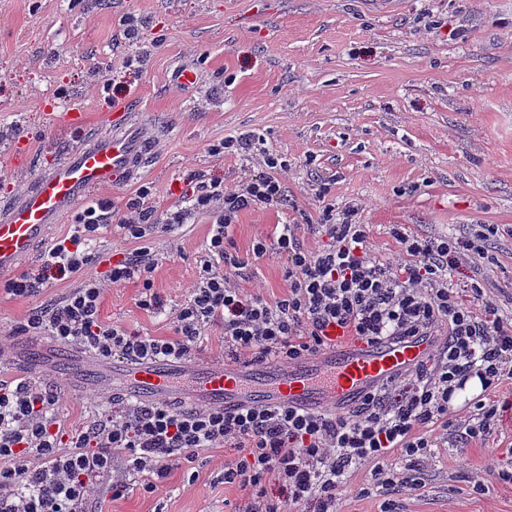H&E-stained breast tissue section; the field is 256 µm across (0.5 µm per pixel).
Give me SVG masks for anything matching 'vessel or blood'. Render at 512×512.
<instances>
[{
	"instance_id": "obj_1",
	"label": "vessel or blood",
	"mask_w": 512,
	"mask_h": 512,
	"mask_svg": "<svg viewBox=\"0 0 512 512\" xmlns=\"http://www.w3.org/2000/svg\"><path fill=\"white\" fill-rule=\"evenodd\" d=\"M108 133L75 149L46 171L19 200L0 211V273L18 268L45 241L53 225L79 201L122 178L135 179L149 159L135 116L113 111ZM435 337L374 344L341 338L335 345L292 362H124L113 367L124 401L164 400L196 408L236 410L293 407L315 412L347 410L380 385L407 377L435 354Z\"/></svg>"
}]
</instances>
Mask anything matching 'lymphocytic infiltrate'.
<instances>
[{
	"instance_id": "obj_1",
	"label": "lymphocytic infiltrate",
	"mask_w": 512,
	"mask_h": 512,
	"mask_svg": "<svg viewBox=\"0 0 512 512\" xmlns=\"http://www.w3.org/2000/svg\"><path fill=\"white\" fill-rule=\"evenodd\" d=\"M262 136L241 133L210 145L215 155L260 158L263 170L235 186L201 180L182 207L158 213L149 188L130 198L117 220L120 240L130 250L112 263L105 281H92L61 300L30 313L18 333L49 334L75 343L100 360H190L212 328H220L224 357L234 362L295 361L330 346L336 332L377 342L414 336H443L435 356L404 378V394L389 400L386 390L369 393L348 413L292 408L172 409L166 402L115 406L98 420L67 430L56 411L57 393L35 382L0 381V512H90L101 493L128 495L129 478L152 494L173 469L189 466L215 448L232 452L219 464L225 484L248 489L241 512H340L342 492L356 472H364L360 495L397 489L411 494L421 482L385 468L396 454L416 466L449 432L481 440L504 411L498 401L471 402L467 416L451 417L457 390L479 378L485 393L512 379V325L483 300L480 284L463 300L448 277L467 261L485 257V244L498 234L495 224H478L462 237L428 238L390 234L400 247L397 260L374 258L372 227L361 209L326 203L328 184H320L321 218L312 225L323 237L305 247L298 225L284 224L258 237L251 254L234 250L238 214L284 199L282 177L288 162L263 148ZM110 203L100 199L75 216L74 231L57 240L37 268L0 281V292L14 299L37 296L56 281L75 277L91 264V244ZM199 214L212 219L196 278L168 337L145 336L100 317L103 282L141 284L138 308L161 312L154 287L157 262L148 240ZM277 254L286 261L287 290L275 299L248 293L231 282L248 263ZM122 474H115V467Z\"/></svg>"
}]
</instances>
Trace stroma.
I'll return each mask as SVG.
<instances>
[{
  "label": "stroma",
  "mask_w": 512,
  "mask_h": 512,
  "mask_svg": "<svg viewBox=\"0 0 512 512\" xmlns=\"http://www.w3.org/2000/svg\"><path fill=\"white\" fill-rule=\"evenodd\" d=\"M141 26L126 38L123 16ZM195 71L194 84L176 78ZM138 113L150 163L130 183L96 190L121 214L143 186L164 211L181 202L200 177L232 186L260 173L258 162L209 153L227 135L255 132L289 164L286 200L240 213L233 228L239 255L276 225L297 224L306 247L321 205L362 207L373 227L376 255L391 260L398 224L420 237L461 236L474 224L499 233L488 256L463 265L455 287L476 282L499 315L512 319V0H0V207L9 205L66 153L101 128L102 106ZM79 108L83 120L58 125L55 115ZM23 146L20 159L12 149ZM211 219L157 234L154 286L162 313L139 309L138 281L108 287L104 322L146 336H168L204 256ZM105 229L95 260L80 276L49 285L39 296L0 295V334L13 361L0 363L12 381L13 362L40 370L38 384L58 392V411L75 427L110 407L111 384L76 395L59 370L61 345L18 336L29 313L60 300L85 281L101 279L119 247ZM285 261L271 254L234 275L236 287L267 299L286 289ZM197 463L189 481L173 470L157 494L104 496L100 512H225L243 491L213 474L225 452ZM512 471V408L483 444L449 432L422 466L413 495L390 491L400 512H512V483L493 480L475 492L490 463Z\"/></svg>",
  "instance_id": "35a3bbf8"
}]
</instances>
